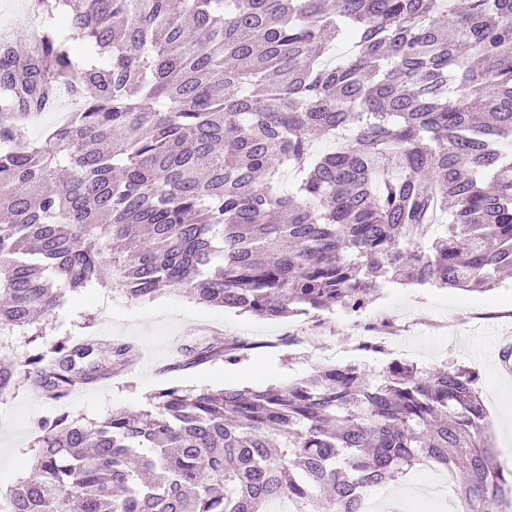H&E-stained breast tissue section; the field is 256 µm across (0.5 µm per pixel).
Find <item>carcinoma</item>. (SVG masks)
<instances>
[{"mask_svg":"<svg viewBox=\"0 0 512 512\" xmlns=\"http://www.w3.org/2000/svg\"><path fill=\"white\" fill-rule=\"evenodd\" d=\"M29 7L34 46L0 42V328L48 321L108 264L131 300L179 288L268 319L360 313L386 284L486 291L512 271V0ZM62 86L67 120L30 142ZM242 349L215 337L179 366ZM138 353L0 354V395L28 381L61 401ZM36 428L8 512H362L366 489L422 463L461 474L456 512H505L512 493L459 366L169 387L137 415Z\"/></svg>","mask_w":512,"mask_h":512,"instance_id":"obj_1","label":"carcinoma"}]
</instances>
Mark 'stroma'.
<instances>
[{
    "instance_id": "1",
    "label": "stroma",
    "mask_w": 512,
    "mask_h": 512,
    "mask_svg": "<svg viewBox=\"0 0 512 512\" xmlns=\"http://www.w3.org/2000/svg\"><path fill=\"white\" fill-rule=\"evenodd\" d=\"M111 296L108 312H100L98 297ZM392 320L394 331L382 335V349H363L369 331L361 317ZM217 330L246 342L236 364L221 360L185 370L168 367L181 345H193L203 330ZM45 341L96 336L101 348L114 341H132L143 359L127 371L101 380L91 389L60 402L46 400L29 384L0 396V497L14 488L32 465L33 425L62 413L94 424L115 411L146 409L158 389L220 390L280 387L305 378L325 365H355L373 378L394 361L427 370L461 365L478 377V387L494 438L495 464L512 469V369L503 367L500 353L512 346V276L486 292L437 288L419 284L385 285L364 315L344 309L314 318L298 315L260 318L198 303L185 291L169 290L150 301L110 295L107 287L68 290L53 320L42 327ZM429 473L420 467L405 477L372 489V512H386L388 502L409 504L412 512H452L454 484L443 481L437 495L417 496Z\"/></svg>"
}]
</instances>
